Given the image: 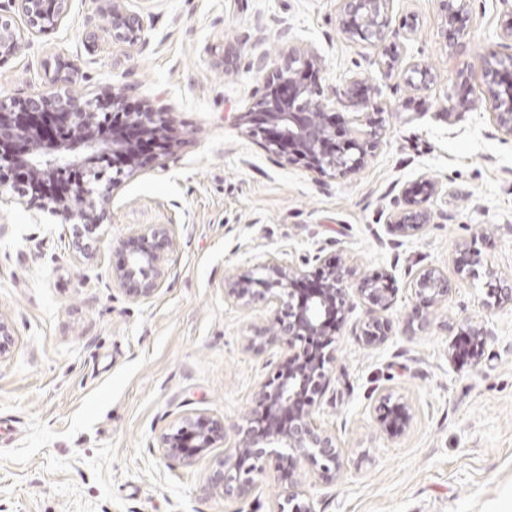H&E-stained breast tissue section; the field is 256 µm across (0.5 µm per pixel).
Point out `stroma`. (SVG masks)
Returning a JSON list of instances; mask_svg holds the SVG:
<instances>
[{
	"mask_svg": "<svg viewBox=\"0 0 512 512\" xmlns=\"http://www.w3.org/2000/svg\"><path fill=\"white\" fill-rule=\"evenodd\" d=\"M123 7L140 24L137 43L113 39L107 0H69L58 28L34 34L0 0L28 43L0 61V98L47 94L69 75L86 99L123 92L130 108L169 113L177 139L113 190L86 256L61 217L16 187L0 195V318L15 337L0 359V512H278L273 463L242 499L210 482L260 385L288 359L283 344L246 349L270 310L237 304L224 281L315 252L354 278L386 276L394 296L384 344L365 343L362 301L338 325L314 417L335 435L342 467L303 470L312 512H483L512 488V302L489 298L458 264L475 248L512 282V140L495 128L482 82L490 56H512V0H468L453 22L438 0H393L388 76L375 48L343 32L339 0ZM284 24L335 89L330 111L384 112L355 175L281 165L249 131L267 79L251 62L278 58ZM414 64L430 70L427 87L408 84ZM412 197L431 221L406 237L388 220ZM160 224L173 240L163 287L132 300L112 277L116 244ZM426 267L449 285L429 303L411 288ZM473 326L490 331L478 363L453 352ZM196 413L223 419V441L189 465L165 460L161 434Z\"/></svg>",
	"mask_w": 512,
	"mask_h": 512,
	"instance_id": "stroma-1",
	"label": "stroma"
}]
</instances>
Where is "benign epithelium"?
Wrapping results in <instances>:
<instances>
[{"instance_id": "7a95c632", "label": "benign epithelium", "mask_w": 512, "mask_h": 512, "mask_svg": "<svg viewBox=\"0 0 512 512\" xmlns=\"http://www.w3.org/2000/svg\"><path fill=\"white\" fill-rule=\"evenodd\" d=\"M30 30L40 32L61 24L68 0H15ZM343 30L359 37L385 57L386 39L393 0H340ZM112 37L134 43L140 39L135 16L126 12L122 0H111L107 14ZM26 46L24 37L11 22L0 20V55L13 56ZM311 57L290 43L281 51L269 83L257 100L251 121L253 131L262 133L264 147L283 165H300L320 175L345 177L358 172L375 147L383 118L367 112L359 121L358 137L337 135L336 114L328 111L329 94L306 72ZM512 75V56L488 63L483 74L485 95L493 123L499 133L512 138V96H502L499 87ZM167 113L145 109L129 112L98 101L91 103L68 88L23 101L0 98V181L10 174L21 182L31 181L47 193L34 197L40 209L63 218L75 228L72 245L84 253L98 242L96 230L108 218L112 189L127 168H137L147 156L168 151ZM430 221L422 202L393 214L390 225L403 236L418 233ZM172 247L166 227L152 226L119 243L121 262L112 269L127 297L141 300L155 295L163 286L164 267ZM255 278L248 271L232 275L224 288L244 306H271L269 324L247 337V347L262 352L285 343L291 354L288 366L261 384L256 409L238 430L233 452L220 461L211 476L214 487L227 497L248 496L263 462L273 459L280 479L288 483L285 505L291 512H312L298 501L305 495L296 478L301 465L321 472L339 471L336 437L314 420L315 406L326 389L335 357L330 327L335 316H344L353 299L359 298L375 310H386L393 292L379 280L349 284V270L341 265L324 269L316 280L307 278L297 265H286L269 257ZM412 287L427 301L448 294V279L436 268L416 272ZM388 326L376 316L365 324L367 344L387 340ZM224 439V422L205 414L187 416L182 425L160 437L165 459L183 464L216 447Z\"/></svg>"}]
</instances>
